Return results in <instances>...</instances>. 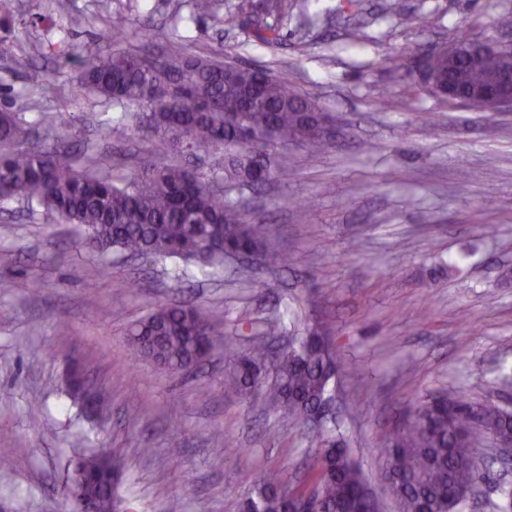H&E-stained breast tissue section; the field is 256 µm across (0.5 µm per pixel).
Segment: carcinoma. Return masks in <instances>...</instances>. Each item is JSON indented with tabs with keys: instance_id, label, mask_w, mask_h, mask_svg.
Here are the masks:
<instances>
[{
	"instance_id": "1",
	"label": "carcinoma",
	"mask_w": 512,
	"mask_h": 512,
	"mask_svg": "<svg viewBox=\"0 0 512 512\" xmlns=\"http://www.w3.org/2000/svg\"><path fill=\"white\" fill-rule=\"evenodd\" d=\"M223 0H189L188 19L216 17ZM234 15L250 22L264 15L272 22L254 27V41L273 45L281 40L282 19L296 15L312 27L320 14L311 0H235ZM73 63L79 79L69 94H94L121 109L118 116L101 112V130L123 127L146 131L188 156L205 150L207 167L187 161L145 162L138 172L116 176L112 167L85 149L82 163L66 158L61 144L71 125L61 113L40 114L53 141L40 139L33 124L0 109V206L26 204L30 214L44 213L83 228L91 252L118 251L128 256L175 258L185 265L213 267L231 254H259L281 266L292 258L276 250L263 221L248 219L233 194L264 186L276 167L271 150L298 144L305 159L315 161L328 148L320 131V107L302 94L288 73L271 75L216 55L190 54L178 34L157 60L148 54L114 50L104 56L78 46L59 51ZM505 60L477 56L448 66L444 55L434 69L463 90L479 89L500 77ZM166 88L176 91L168 103ZM224 312L196 306H160L133 323L128 335L136 353L175 374L195 369L210 354ZM294 336L275 363V381L266 402L269 410L295 428H310L314 409L332 397L339 372L329 333L318 325L293 326ZM236 333L253 337L248 353L234 359L227 380L248 396L260 383L269 357L265 331L248 318L238 319ZM480 428L496 441L512 442V411L491 401L473 402L446 390L429 395L409 415L397 438L384 448V479L401 512H457L482 469L472 451L471 436ZM319 442L307 487L321 499L325 512H376L366 482L349 450L340 445L336 426L311 428ZM84 473L88 496L99 512H111L104 481L112 454L73 445ZM288 480L272 470L242 499L240 512H288Z\"/></svg>"
}]
</instances>
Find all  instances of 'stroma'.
I'll return each instance as SVG.
<instances>
[{
    "mask_svg": "<svg viewBox=\"0 0 512 512\" xmlns=\"http://www.w3.org/2000/svg\"><path fill=\"white\" fill-rule=\"evenodd\" d=\"M233 2L190 24L188 51L287 72L336 121L314 165L297 146L276 147L287 170L248 198L295 262L265 267L263 290L251 288L244 268L195 267L179 278L174 260L97 255L77 225L0 213V311L8 313L0 318V512H70L78 440L120 459L119 512H239L267 471L306 481L318 453L311 434L225 385L223 344L186 375L136 355L129 326L170 303L223 310V332L241 354L242 316L260 330L295 315L332 326L339 366L359 365L340 376L332 413L382 512H398V503L382 480L380 450L414 404L444 388L481 401L494 394L498 369L512 367V281L501 277L512 269V111L450 104L408 73L434 44L500 38L497 19L512 13V0H401L398 15L389 0H316L315 10L334 9L332 21L306 30L282 20L275 46L252 41ZM71 3L63 26L38 25L24 44L15 31L45 4L0 5V92L30 122L66 113L74 146L95 144L115 171L166 160L150 138L122 130L100 137L95 116L104 104L66 96L78 73L55 48L69 41L111 51L100 33L132 6L154 30L145 41L130 26L126 46L162 52L178 0ZM356 14L364 27L354 41ZM464 171L470 184L461 195ZM306 200L314 207L305 216L296 205ZM129 280L136 289H126ZM74 370L104 396L103 410L74 400ZM227 437L239 454L225 451ZM473 447L488 480L461 512H498L512 462L485 433Z\"/></svg>",
    "mask_w": 512,
    "mask_h": 512,
    "instance_id": "stroma-1",
    "label": "stroma"
}]
</instances>
